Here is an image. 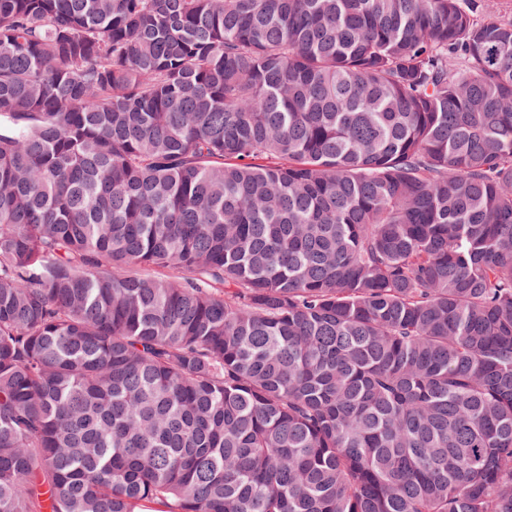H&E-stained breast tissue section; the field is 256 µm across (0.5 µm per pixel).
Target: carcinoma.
I'll use <instances>...</instances> for the list:
<instances>
[{
    "label": "carcinoma",
    "instance_id": "cac0c4a2",
    "mask_svg": "<svg viewBox=\"0 0 512 512\" xmlns=\"http://www.w3.org/2000/svg\"><path fill=\"white\" fill-rule=\"evenodd\" d=\"M494 7L0 0V512H512Z\"/></svg>",
    "mask_w": 512,
    "mask_h": 512
}]
</instances>
